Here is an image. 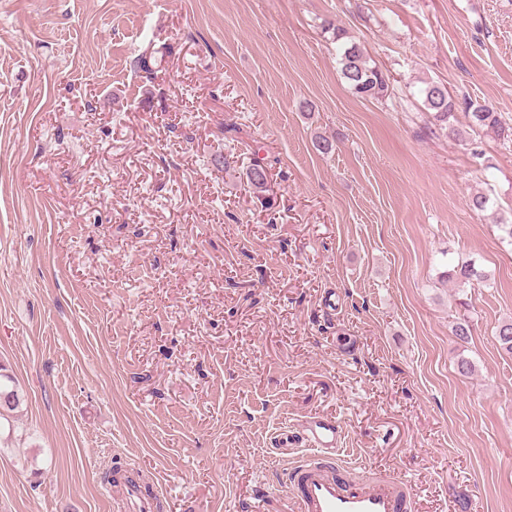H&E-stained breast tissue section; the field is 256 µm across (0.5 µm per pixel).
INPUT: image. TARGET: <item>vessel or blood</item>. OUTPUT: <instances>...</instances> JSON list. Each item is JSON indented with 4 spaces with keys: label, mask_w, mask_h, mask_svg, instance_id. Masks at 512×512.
<instances>
[{
    "label": "vessel or blood",
    "mask_w": 512,
    "mask_h": 512,
    "mask_svg": "<svg viewBox=\"0 0 512 512\" xmlns=\"http://www.w3.org/2000/svg\"><path fill=\"white\" fill-rule=\"evenodd\" d=\"M308 454L285 470L282 482L297 512H413L406 482L388 475L361 476L341 458V426L310 417L299 433ZM112 502L119 512H158L161 491L139 468L114 469Z\"/></svg>",
    "instance_id": "1"
}]
</instances>
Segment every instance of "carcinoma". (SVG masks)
Here are the masks:
<instances>
[{
  "label": "carcinoma",
  "instance_id": "obj_1",
  "mask_svg": "<svg viewBox=\"0 0 512 512\" xmlns=\"http://www.w3.org/2000/svg\"><path fill=\"white\" fill-rule=\"evenodd\" d=\"M334 39L339 43L341 57V75L353 93L362 98H379L388 91L389 76L377 66H372L365 58L364 48L360 42L347 36L345 30L334 29ZM424 109L440 127L448 129V135L457 139L463 132L454 127L451 119L455 117L456 103L447 88L438 82H427L419 89ZM471 112V126L493 128L501 136L512 137V127L505 128L497 113L483 105L468 103ZM268 169L262 158L253 159L248 178L252 186L263 192L267 185ZM446 277L458 286L481 283L486 273L474 261L461 263L447 271ZM497 340L502 349L512 353V319L502 321L496 330ZM19 403L18 395L13 389V378L4 373L0 367V418L14 411Z\"/></svg>",
  "mask_w": 512,
  "mask_h": 512
}]
</instances>
